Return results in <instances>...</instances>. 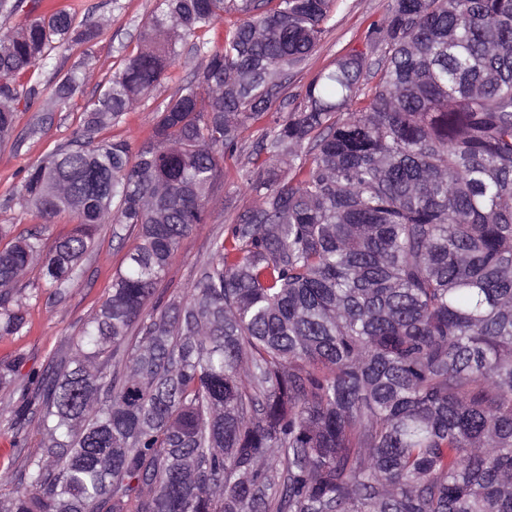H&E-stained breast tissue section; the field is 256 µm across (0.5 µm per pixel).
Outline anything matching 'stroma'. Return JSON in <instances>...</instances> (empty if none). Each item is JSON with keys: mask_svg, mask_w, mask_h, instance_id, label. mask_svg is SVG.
Masks as SVG:
<instances>
[{"mask_svg": "<svg viewBox=\"0 0 512 512\" xmlns=\"http://www.w3.org/2000/svg\"><path fill=\"white\" fill-rule=\"evenodd\" d=\"M158 3L159 0H40L39 12L65 10L80 21H104L105 30L88 53L77 49L56 52L58 69L66 71L82 64L92 74L91 81L75 96L70 107L61 111L51 102L47 87L53 83L54 74L44 72L45 92L34 99L30 108L19 109L10 138L0 141V249L32 232L40 233L44 245L49 247L74 231L76 224L69 213H60L47 223L25 209L18 196L21 179L29 166L73 138L82 121L83 108L95 94L98 82L111 77L120 58L137 51L141 21ZM390 3L391 0H344L329 20L317 51L289 72V107L299 105L301 91L317 72L350 48L360 46L364 30L386 13ZM200 62L192 41L179 43L175 66L152 97L129 113L124 122L107 128L106 136L140 143L155 123L157 110L163 108L178 82ZM257 137L256 130L245 132L238 151L225 158L224 185L212 198L205 223L196 225L181 240L159 286L163 298L181 294L196 279L215 241L225 236L240 213L252 207V198L239 188L236 170L246 164ZM136 243L135 230L102 226L83 263L82 278L64 295L54 296L45 287L36 262L19 283L15 298L26 309L28 326L22 334L0 338V363L15 367L10 384L0 388V474H20L27 455L37 452L44 441L32 426L28 427L24 441H16L11 426L16 399L28 387L33 373L43 371L53 358L71 354L83 321L95 314L110 295L112 277Z\"/></svg>", "mask_w": 512, "mask_h": 512, "instance_id": "obj_1", "label": "stroma"}]
</instances>
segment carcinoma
Here are the masks:
<instances>
[{
	"mask_svg": "<svg viewBox=\"0 0 512 512\" xmlns=\"http://www.w3.org/2000/svg\"><path fill=\"white\" fill-rule=\"evenodd\" d=\"M161 2L20 185L77 228L0 250L1 338L26 327L13 291L34 258L60 296L100 225L139 242L72 355L17 400L15 437L34 423L47 442L4 512H512V0H391L288 112L283 75L340 0ZM103 31L65 10L0 31L1 138L53 51ZM188 38L202 63L139 147L100 137ZM89 78L56 73L55 104ZM253 127L239 178L258 205L163 302Z\"/></svg>",
	"mask_w": 512,
	"mask_h": 512,
	"instance_id": "1",
	"label": "carcinoma"
}]
</instances>
